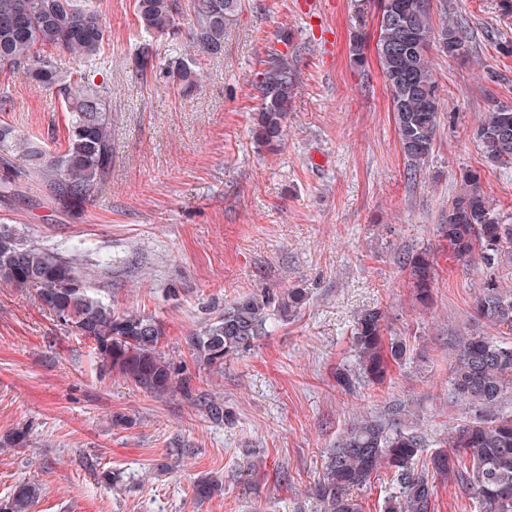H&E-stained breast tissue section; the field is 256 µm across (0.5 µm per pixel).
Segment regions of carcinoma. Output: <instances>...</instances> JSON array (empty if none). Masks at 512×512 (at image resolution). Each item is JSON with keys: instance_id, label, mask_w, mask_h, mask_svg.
Instances as JSON below:
<instances>
[{"instance_id": "carcinoma-1", "label": "carcinoma", "mask_w": 512, "mask_h": 512, "mask_svg": "<svg viewBox=\"0 0 512 512\" xmlns=\"http://www.w3.org/2000/svg\"><path fill=\"white\" fill-rule=\"evenodd\" d=\"M240 9L241 0H137L140 28L150 37L136 53L137 69L144 73L154 67L151 38L182 39L185 57L162 68V74L191 90L203 77L202 60L224 54L225 30ZM431 13V0H382L381 14L402 16L410 24L380 27L376 43L400 147L413 167L428 157L438 132L440 98L430 43L456 59L472 51L468 27L446 20L437 31ZM105 34L100 0H0V67L59 91L67 112L65 146L54 152L14 125L0 123V199L16 195L20 173L44 184L65 212L96 199L105 188L112 169L111 105L88 75H66L55 61L57 56L98 59ZM260 65L253 78L260 103L252 132L258 145L275 151L283 140L296 67L286 51L268 55ZM474 137L486 164L512 165V108L498 105L486 112ZM439 232L460 259L477 254L488 266L512 262V224L499 222L473 170L461 174ZM400 264L416 298L428 303L436 277L431 250L409 252ZM0 282L34 290L61 326L92 341L104 371L155 395L191 396L186 364L160 349L164 331L155 319L114 313L90 293L76 260L22 243L10 224H0ZM305 300L300 288L244 296L185 337L188 353L222 371L228 358L250 351L267 335L270 313L290 316ZM351 345L356 371L336 372V384L346 391L360 382L384 383L391 365L405 363L410 353L407 339L386 335L385 314L377 308L357 315ZM448 349L450 391L468 410L465 423L424 457L426 436L412 424L409 401L395 400L359 416L326 452L323 476L310 489L323 512H361L356 492L368 488L382 468L391 472L393 490L381 512H435L438 480L464 489L478 512H512V412L501 407L512 395V288L492 277L485 280L468 327L450 335ZM221 488L217 480L201 479L194 494L206 499ZM38 491L34 482L16 484L0 512H30Z\"/></svg>"}]
</instances>
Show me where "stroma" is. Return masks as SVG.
<instances>
[{"instance_id":"stroma-1","label":"stroma","mask_w":512,"mask_h":512,"mask_svg":"<svg viewBox=\"0 0 512 512\" xmlns=\"http://www.w3.org/2000/svg\"><path fill=\"white\" fill-rule=\"evenodd\" d=\"M242 0L222 56L191 91L136 70L145 35L136 0H103L108 32L99 58L61 65L84 72L112 105V171L79 218L57 213L44 185L0 205L24 242L79 257L93 293L114 310L153 317L161 349L187 363L192 397H155L103 373L90 340L71 334L34 292L0 284V502L38 482L32 512H321L309 493L327 448L364 412L413 401L430 444L464 411L449 397L448 332L465 326L489 277L512 287V263L457 261L437 228L461 173L512 224V165H484L473 131L493 104L512 105V17L497 0H448L433 11L468 24L473 49L453 59L431 48L439 86L433 150L408 177L376 56L382 0ZM288 30L299 59L283 144L250 134L260 60ZM361 43L364 65L352 46ZM0 121L51 148L64 143L60 96L0 68ZM431 249L438 276L420 305L400 261ZM301 288L305 304L271 317L268 336L222 372L191 361L184 338L224 305L265 289ZM384 310L413 356L380 386L336 384L353 365L351 329L363 309ZM222 401L210 421L199 396ZM129 423L116 426L113 416ZM26 445H7L15 429ZM249 482H240L241 473ZM222 480L199 501L194 482Z\"/></svg>"}]
</instances>
